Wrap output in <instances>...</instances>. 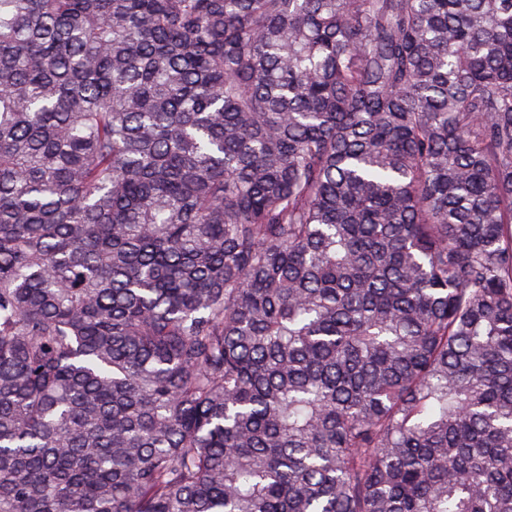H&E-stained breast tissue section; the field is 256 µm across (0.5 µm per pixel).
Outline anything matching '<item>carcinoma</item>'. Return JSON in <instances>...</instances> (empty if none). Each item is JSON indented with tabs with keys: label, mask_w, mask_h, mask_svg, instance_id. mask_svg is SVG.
<instances>
[{
	"label": "carcinoma",
	"mask_w": 512,
	"mask_h": 512,
	"mask_svg": "<svg viewBox=\"0 0 512 512\" xmlns=\"http://www.w3.org/2000/svg\"><path fill=\"white\" fill-rule=\"evenodd\" d=\"M0 512H512V0H0Z\"/></svg>",
	"instance_id": "carcinoma-1"
}]
</instances>
